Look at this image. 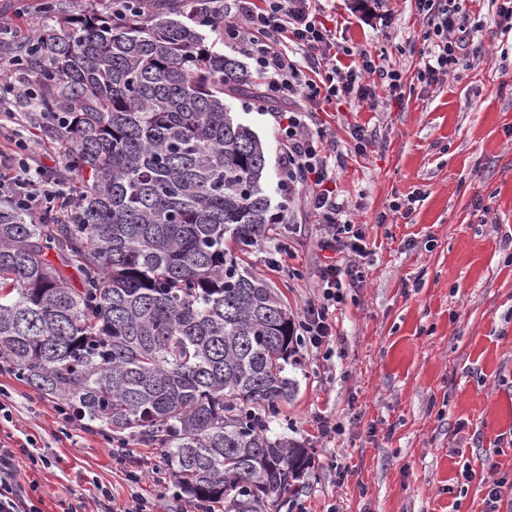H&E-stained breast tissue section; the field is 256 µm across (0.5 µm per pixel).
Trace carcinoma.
<instances>
[{"label":"carcinoma","instance_id":"carcinoma-1","mask_svg":"<svg viewBox=\"0 0 512 512\" xmlns=\"http://www.w3.org/2000/svg\"><path fill=\"white\" fill-rule=\"evenodd\" d=\"M18 53L39 77L41 135L65 147L74 216L36 223L0 203V363L90 431L164 449L175 492L264 512L311 466L268 435L296 389L295 320L239 266L275 223L266 155L224 96L269 108L224 35L180 0L70 14Z\"/></svg>","mask_w":512,"mask_h":512}]
</instances>
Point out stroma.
<instances>
[{"label": "stroma", "instance_id": "stroma-1", "mask_svg": "<svg viewBox=\"0 0 512 512\" xmlns=\"http://www.w3.org/2000/svg\"><path fill=\"white\" fill-rule=\"evenodd\" d=\"M502 0H467L483 21L476 50L438 84L419 83L424 23L414 0H336V43L386 56L403 72L401 95L369 86L378 111L351 101L322 118L343 149L336 183L355 223L364 225V278L349 290L340 317L331 375L306 359L297 392L270 425L275 436L304 444L311 474L294 493L309 512H484L478 483L461 490L463 464L485 458L512 479V33L495 25ZM41 0H0L12 42L44 21ZM238 121L260 137L267 159L263 188L284 220L259 246L238 254L300 314L323 255L319 218L281 184L283 141L271 113L231 98ZM368 128L367 150H354L353 125ZM410 202L397 222L376 216L390 202ZM280 271H272L271 261ZM0 441L25 438L44 448L48 465L17 455L15 470L38 484L41 512H66L78 500L98 512L100 489L117 502L138 492L161 512H187L159 448L129 443L130 485L112 460L116 445L65 423L57 400L13 373H0ZM342 423L321 438L318 418ZM349 468L338 481L335 465Z\"/></svg>", "mask_w": 512, "mask_h": 512}]
</instances>
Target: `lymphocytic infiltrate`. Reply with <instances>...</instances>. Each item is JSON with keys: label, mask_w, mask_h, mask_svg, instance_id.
I'll list each match as a JSON object with an SVG mask.
<instances>
[{"label": "lymphocytic infiltrate", "mask_w": 512, "mask_h": 512, "mask_svg": "<svg viewBox=\"0 0 512 512\" xmlns=\"http://www.w3.org/2000/svg\"><path fill=\"white\" fill-rule=\"evenodd\" d=\"M234 5L233 15L224 23L225 46L251 60L266 81L267 96L293 104L278 115L285 139L279 161L281 182L289 192H303L309 209L322 219L317 246L325 254L296 334L306 355L327 362L335 353L337 313L348 290L363 281L357 259L366 250V233L363 225L347 219L346 206L339 200L336 167L341 155L320 114L323 108L351 99L368 101L370 109H377L365 80L378 79L398 95L402 72L365 53L354 65L340 68L333 55L336 30L327 24L329 0H234ZM415 7L426 27L418 78L437 83L465 59L482 25L468 23L460 0H415ZM2 198L34 217L52 211L55 203L73 204L65 182L54 179L49 166H34L28 159L0 151ZM20 452L35 464L46 460L37 448L0 443V512H40L15 474Z\"/></svg>", "instance_id": "obj_1"}]
</instances>
